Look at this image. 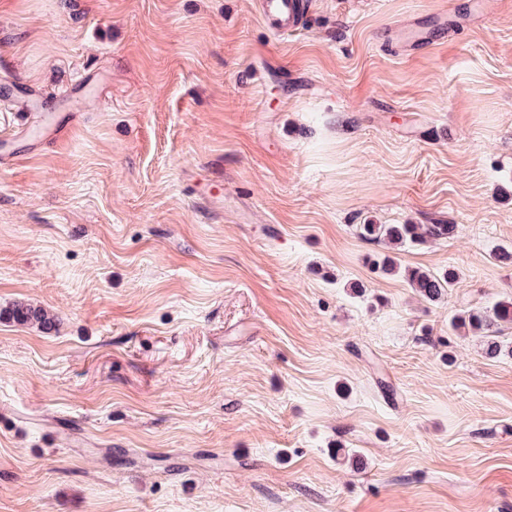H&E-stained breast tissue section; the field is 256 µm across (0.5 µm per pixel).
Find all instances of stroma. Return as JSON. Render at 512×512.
Listing matches in <instances>:
<instances>
[{
	"label": "stroma",
	"instance_id": "obj_1",
	"mask_svg": "<svg viewBox=\"0 0 512 512\" xmlns=\"http://www.w3.org/2000/svg\"><path fill=\"white\" fill-rule=\"evenodd\" d=\"M445 2L0 0V512H512V0ZM297 0H260L259 11L264 24L274 36L296 31L303 18ZM456 0H448V10L436 12L431 21L429 28H422L415 22L411 24L408 30V36L405 40L403 48L415 50L418 47L426 46L430 42L439 40L440 33L448 28V23L453 22L457 17ZM359 234L368 241L382 240L395 246L424 245L430 240H447L456 231L453 224H360ZM405 272V277L411 288L428 301H436L441 298L447 288H453L457 281V274L451 269L442 275L433 274L420 268L408 269ZM502 326L512 328V301L502 300L490 307L470 309L457 315L450 324L455 332H464L483 338L485 354L489 358L501 352L498 340ZM7 318L19 324L37 325L43 332L49 333L55 329V320L41 306L16 303L7 309H0V319Z\"/></svg>",
	"mask_w": 512,
	"mask_h": 512
}]
</instances>
